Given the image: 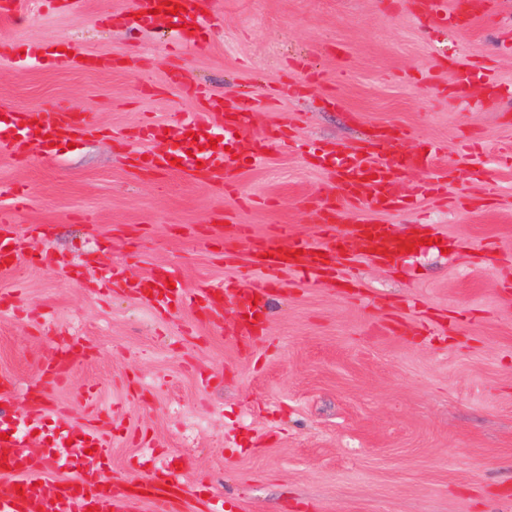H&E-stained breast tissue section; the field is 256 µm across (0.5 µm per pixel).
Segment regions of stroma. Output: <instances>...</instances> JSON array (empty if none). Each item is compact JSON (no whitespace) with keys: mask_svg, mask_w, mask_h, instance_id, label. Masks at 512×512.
I'll return each instance as SVG.
<instances>
[{"mask_svg":"<svg viewBox=\"0 0 512 512\" xmlns=\"http://www.w3.org/2000/svg\"><path fill=\"white\" fill-rule=\"evenodd\" d=\"M133 11L134 0H20L0 16V104L98 121L74 147L0 154V212L20 257L0 273L5 427L36 448L61 427L98 425L113 478L132 477L151 443L156 463H180L228 512H512V0L467 29L423 22L408 0H207L205 40L180 49V28H140ZM44 40L113 66L29 61L26 45ZM459 64L472 70L463 93ZM488 77L498 99L481 96ZM201 89L272 91L254 128L288 126L294 145L243 162L230 187L134 167L142 125L181 123ZM380 125L441 150L444 189L379 217L434 245L393 266L357 261L332 283L280 274L247 346L227 336L233 307L208 321L100 285L115 268L170 271L188 290L264 286L248 243L213 246L210 225L313 235L312 202L331 173L298 143L356 148ZM474 168L486 183L469 179ZM69 338L86 358L45 386L30 434L23 393Z\"/></svg>","mask_w":512,"mask_h":512,"instance_id":"1","label":"stroma"}]
</instances>
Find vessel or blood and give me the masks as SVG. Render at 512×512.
<instances>
[{
  "label": "vessel or blood",
  "instance_id": "b4317fda",
  "mask_svg": "<svg viewBox=\"0 0 512 512\" xmlns=\"http://www.w3.org/2000/svg\"><path fill=\"white\" fill-rule=\"evenodd\" d=\"M183 10L185 24L194 31L193 42H201L205 33L199 24L200 0H175ZM417 15L426 21L448 24L445 0H412ZM29 58L37 61L64 62L86 71H107L111 59L86 56L81 50L73 53L53 50L51 42L29 44ZM266 97L257 94L237 98L221 93L204 97L200 109L191 113L180 125L170 128L152 123L143 128V139L163 143H188L195 141L203 148L199 158L204 177H226L241 165L243 155L260 156L273 144L285 141L287 130L281 129L260 136L254 134L256 113L265 104ZM95 126L91 113L73 115L62 110L37 128L35 138L47 137L53 141L69 140L83 136ZM411 130H377L363 147L347 151L335 145H325L309 152V159L318 166L329 167L334 175L332 189L319 196L315 202L319 223V238L289 234L287 226H277L274 233L254 237L242 224L225 225V233L247 240L252 265L274 276L284 271H294L320 282L335 277L339 260L359 255L391 263L401 259L408 250H421L420 239L396 236L392 225L363 221L339 227L340 215L354 209L380 213H393L414 207L421 197L437 190L448 179L446 167L437 165L439 148L416 149L405 155L400 143L414 138ZM233 140L232 150L212 149L208 143L215 138ZM428 170L432 178L420 186L416 193L403 194L399 184L406 168ZM132 295L149 302L156 309L182 307L199 310L206 316L219 315L225 302H232L239 316L238 328L233 334L235 342L244 344L258 336L263 327L264 289L245 288L233 282L212 283L204 281L191 290L168 288L165 277L152 276L129 279L125 282ZM81 354L74 345L58 348L41 367L43 375L53 380L62 379L78 364ZM75 441L77 448H90L99 462L98 470H86L68 458L63 449L68 441ZM10 447L5 464L9 468L7 480L0 481V512H179L191 500V494L177 473L165 477L153 476L149 454H142L138 468L140 479L134 480L133 491L122 494L114 490L111 481L102 475L110 464L108 439L95 428L61 433L54 443L38 451H30L24 436L11 434L9 440H0V447ZM52 459L57 468L66 472L65 477L49 480L43 471L41 459Z\"/></svg>",
  "mask_w": 512,
  "mask_h": 512
}]
</instances>
